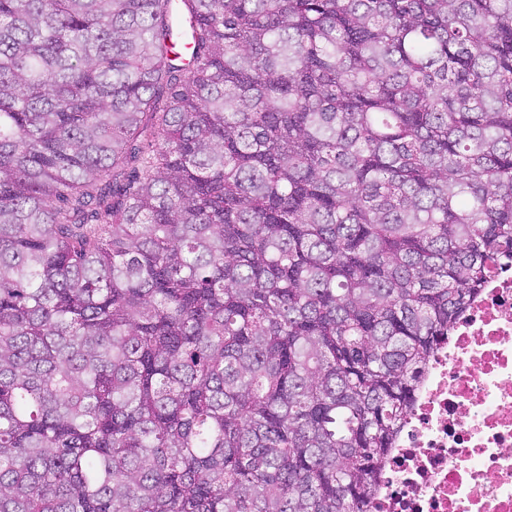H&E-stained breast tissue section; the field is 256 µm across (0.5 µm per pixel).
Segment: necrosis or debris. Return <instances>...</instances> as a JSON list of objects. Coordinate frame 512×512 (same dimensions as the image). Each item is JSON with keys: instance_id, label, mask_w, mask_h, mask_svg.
<instances>
[{"instance_id": "obj_1", "label": "necrosis or debris", "mask_w": 512, "mask_h": 512, "mask_svg": "<svg viewBox=\"0 0 512 512\" xmlns=\"http://www.w3.org/2000/svg\"><path fill=\"white\" fill-rule=\"evenodd\" d=\"M366 512H512V266L422 370Z\"/></svg>"}]
</instances>
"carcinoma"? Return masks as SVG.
I'll return each mask as SVG.
<instances>
[{
    "mask_svg": "<svg viewBox=\"0 0 512 512\" xmlns=\"http://www.w3.org/2000/svg\"><path fill=\"white\" fill-rule=\"evenodd\" d=\"M509 263L512 0H0V512H365Z\"/></svg>",
    "mask_w": 512,
    "mask_h": 512,
    "instance_id": "carcinoma-1",
    "label": "carcinoma"
}]
</instances>
